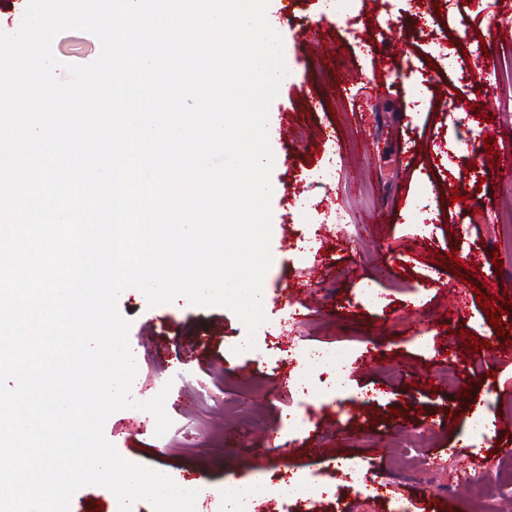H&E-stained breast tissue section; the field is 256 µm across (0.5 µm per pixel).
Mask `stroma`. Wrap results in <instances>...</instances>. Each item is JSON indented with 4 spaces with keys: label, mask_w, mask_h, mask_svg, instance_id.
Returning <instances> with one entry per match:
<instances>
[{
    "label": "stroma",
    "mask_w": 512,
    "mask_h": 512,
    "mask_svg": "<svg viewBox=\"0 0 512 512\" xmlns=\"http://www.w3.org/2000/svg\"><path fill=\"white\" fill-rule=\"evenodd\" d=\"M269 11L283 43L296 49L300 76L280 88L269 109L273 260L263 281L266 321L255 335L257 352L239 349L247 331L227 308L183 299L152 307L140 290L125 289L118 309L130 324L137 364L131 394L145 401L154 381H171L165 408L172 425L156 435L148 412L127 408L108 418L104 434L125 460L165 466L177 484H193L195 512H224L213 488L259 470L336 485L344 460L369 465L368 481L339 487L337 498L312 512H397L406 501L414 512H464L459 493L470 480L512 466V359L490 361L491 348L512 341V308L496 332L470 284L429 257L453 250L474 275L512 281V246L493 233L512 214V83L485 85L512 61V39L495 42L487 56L462 55L487 34L491 14L512 20V0L431 6L443 31L460 34L453 70L442 46L420 34L416 0H350L352 21L342 27L325 21L321 0H270ZM52 49L61 61L87 64L100 44L69 30ZM420 77L427 84L416 99L409 85ZM458 103L467 111L456 112ZM476 103L485 117L473 111ZM477 133L495 141L498 167L481 152L471 163L449 164L443 148L463 149ZM407 143L415 156L409 165L401 162ZM331 157L335 183L309 190L307 211L297 213L293 194L306 170ZM454 189L461 202H451ZM424 193L433 223L426 238L414 239L406 226ZM338 210L355 225L354 240L328 225L327 213ZM318 231L319 252L299 262V236ZM362 278L381 293L378 306L358 304ZM293 312L295 326L287 322ZM420 330L429 346L413 343ZM284 334L309 349L357 357L342 403L311 400L300 432L279 422L299 403L291 378L305 372L315 388L322 369L266 349L267 340ZM469 334L485 340L486 349L467 352ZM252 376L276 385L275 397L262 403L233 390L235 379ZM359 392L371 401L356 400ZM489 398L495 405L488 439L459 446L469 409ZM420 426L427 436L417 454L433 476L430 486L395 465L398 446ZM457 446L461 455L450 456Z\"/></svg>",
    "instance_id": "1"
}]
</instances>
